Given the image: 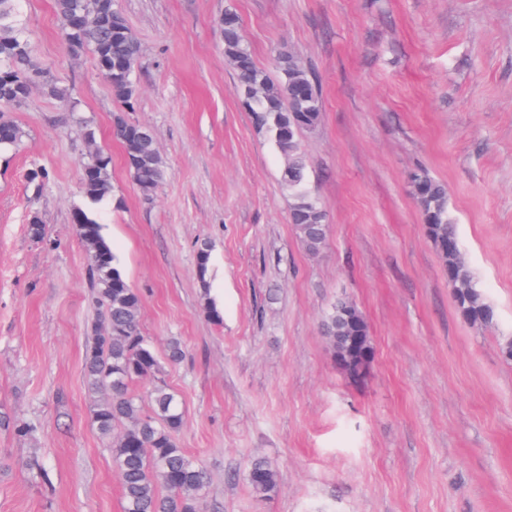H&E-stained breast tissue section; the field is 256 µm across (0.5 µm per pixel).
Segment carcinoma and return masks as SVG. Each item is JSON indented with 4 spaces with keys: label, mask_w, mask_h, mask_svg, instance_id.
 <instances>
[{
    "label": "carcinoma",
    "mask_w": 512,
    "mask_h": 512,
    "mask_svg": "<svg viewBox=\"0 0 512 512\" xmlns=\"http://www.w3.org/2000/svg\"><path fill=\"white\" fill-rule=\"evenodd\" d=\"M20 2L0 0V112L22 108L30 95V76L40 72L30 34L20 18ZM54 7L69 52H91L112 97L131 107L138 95L135 65L140 63L141 50L123 12L101 19L103 0H55ZM221 25L224 58L237 76L240 102L285 160L283 185L291 198V223L306 250L315 253L326 239V214L307 188L298 134L320 122L322 100L316 80L287 49L277 54L279 77L271 78L256 65L233 8L224 9ZM44 85L49 96L69 111H77L71 88L48 79ZM113 128L134 184L143 196H152L166 178L152 132L128 122L121 110L113 113ZM21 139L20 126L0 116V153L14 150ZM111 166L109 155L97 149L89 152L83 164L86 174L81 178L89 204H98L110 195ZM410 182L427 234L448 270L458 311L471 322L493 324L496 311L477 288L473 272L460 255L455 225L448 215L446 188L422 168L410 174ZM72 220L92 259L88 274L96 315L84 357V376L99 399L91 408V419L112 453L123 512H200L208 476L179 446L183 408L177 394L156 378L160 362L141 332V297L128 284L91 210L75 208ZM321 331L333 346L354 333L369 336L363 316L349 318L338 303L323 319ZM367 369L368 364L357 359L340 367L355 381L363 379ZM149 379L153 385L145 400L134 386ZM247 478L260 498L267 499L276 491V472L265 459L249 463Z\"/></svg>",
    "instance_id": "1"
}]
</instances>
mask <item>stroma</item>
Segmentation results:
<instances>
[{
  "label": "stroma",
  "mask_w": 512,
  "mask_h": 512,
  "mask_svg": "<svg viewBox=\"0 0 512 512\" xmlns=\"http://www.w3.org/2000/svg\"><path fill=\"white\" fill-rule=\"evenodd\" d=\"M119 5L142 50L126 117L152 129L168 172L148 198L92 56L68 51L53 0L21 2L37 63L73 88L78 112L34 87L12 114L22 141L0 155V415L37 426H0V512H123L90 417L95 310L71 222L94 146L112 158V192L93 215L142 296V333L163 360L173 338L186 354L160 377L182 402L181 448L208 472L206 512H512V0ZM229 5L261 68L290 49L321 89V120L298 136L327 214L318 252L290 221L283 157L240 105L220 28ZM36 165L48 173L38 193ZM417 167L448 188L493 324L456 308L413 197ZM340 300L369 328L358 382L319 329ZM34 457L49 482L28 469ZM259 457L277 473L268 499L246 478Z\"/></svg>",
  "instance_id": "1"
}]
</instances>
